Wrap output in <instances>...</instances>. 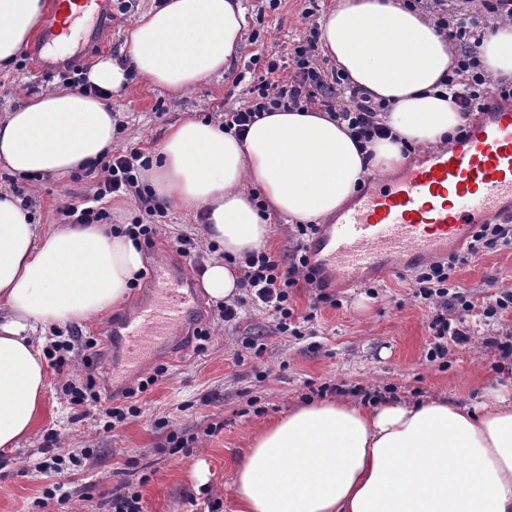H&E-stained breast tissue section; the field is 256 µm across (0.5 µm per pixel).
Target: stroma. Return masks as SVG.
<instances>
[{
  "label": "stroma",
  "instance_id": "stroma-1",
  "mask_svg": "<svg viewBox=\"0 0 512 512\" xmlns=\"http://www.w3.org/2000/svg\"><path fill=\"white\" fill-rule=\"evenodd\" d=\"M335 2L278 0L272 9L266 0H243L245 41L226 73L204 79L183 95L136 76L125 94L113 100V110L121 112L125 121L119 147L149 152L184 113L202 118L236 108L268 59L292 51ZM132 5L131 12H115L104 25L107 53L119 61L127 57V29L158 2L133 0ZM239 74L244 77L240 83L235 80ZM47 89L42 78L32 76L30 66L13 63L0 71V116ZM99 178L94 171L77 178L26 182L38 223H59V209L92 193ZM201 228L196 211L170 206L158 226L155 247L143 255L145 268L160 260L184 265L172 241L180 234H200ZM451 282L474 308L464 322L468 342L449 344L448 358L441 364L426 359L434 342L433 313L413 298L410 276L404 271L388 278H366L354 288H335L339 306L323 307L312 320L306 317L308 290H291L290 303L303 318L297 336L268 333L270 314L253 309L238 326H225L216 305L206 303L211 330L207 351L178 354L169 349L147 360L144 373H152L159 364L167 372L139 394V416L115 428L107 427L101 413L78 416L62 393L65 375L50 373L33 433L20 447L0 449V512H40L38 498L57 482L72 494L71 512H105V500L123 481L140 493L145 512H191L195 490L189 474L200 461L209 467L211 498L222 501L223 512H236L235 468L250 448L254 431L312 397L321 386L337 384L346 393L358 387L380 391L391 386L396 397L407 401L481 402L497 376L502 345L512 342V309L492 318L483 315L499 291L512 289V248L480 255L457 269ZM121 313V308H114L80 327L83 336L97 339L99 353L92 367L78 363L72 371L93 376L100 391L109 385L113 361L122 357L121 349L112 346L109 329ZM260 331L265 334L261 355L244 352V360H237L244 338ZM161 420L166 423L162 429L157 426ZM216 423L220 431L208 434V426ZM171 434L189 439L188 452H165ZM47 448L63 455L93 448L98 457L92 465L70 473L34 471V463Z\"/></svg>",
  "mask_w": 512,
  "mask_h": 512
}]
</instances>
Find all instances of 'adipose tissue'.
Segmentation results:
<instances>
[{"mask_svg":"<svg viewBox=\"0 0 512 512\" xmlns=\"http://www.w3.org/2000/svg\"><path fill=\"white\" fill-rule=\"evenodd\" d=\"M42 10L43 0H0V68ZM245 25L241 0H165L133 23L127 64L100 58L87 79L118 96L132 71L187 93L226 71ZM321 50L388 105L382 119L393 139L358 146L345 122L316 110L262 115L241 139L187 115L143 173L158 201L203 209L204 238L224 253L202 275L213 303L238 295V267L269 241L271 216L324 221L368 176L396 170L403 145L443 146L464 123L437 86L455 49L403 0H337ZM478 53L491 80H512V24L489 31ZM120 119L106 100L43 92L0 118V168L19 178L69 176L111 151ZM248 184L265 210L245 193ZM143 268L141 249L112 225L44 230L33 208L0 190V448L19 447L33 431L48 388L42 334L121 305ZM499 370L506 383L474 406L340 396L289 409L253 434L235 472L237 512H512V359Z\"/></svg>","mask_w":512,"mask_h":512,"instance_id":"ef3b65f1","label":"adipose tissue"}]
</instances>
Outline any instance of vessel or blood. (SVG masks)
<instances>
[{
  "label": "vessel or blood",
  "instance_id": "b4317fda",
  "mask_svg": "<svg viewBox=\"0 0 512 512\" xmlns=\"http://www.w3.org/2000/svg\"><path fill=\"white\" fill-rule=\"evenodd\" d=\"M112 0H49L28 48L34 69L87 60L105 49L101 24ZM491 215L512 219V108L482 112L459 141L374 179L309 244L315 264L332 281L357 284L372 272L392 273L462 247ZM201 298L185 268L157 264L134 306L112 322L125 367L112 384L127 386L146 357L197 325Z\"/></svg>",
  "mask_w": 512,
  "mask_h": 512
}]
</instances>
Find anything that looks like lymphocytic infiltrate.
<instances>
[{
  "label": "lymphocytic infiltrate",
  "instance_id": "f902f5d3",
  "mask_svg": "<svg viewBox=\"0 0 512 512\" xmlns=\"http://www.w3.org/2000/svg\"><path fill=\"white\" fill-rule=\"evenodd\" d=\"M434 24L458 48L455 66L451 73L441 77L439 84L452 88V97L463 117L481 111L490 95L512 100V83H491L480 68L477 48L484 33L471 12L440 13ZM319 41L318 28H310L292 53L269 60L264 73L249 88L242 105L225 113V129L241 135L261 113L281 107L300 109L317 104L325 107L333 117L346 121L358 143H368L387 135L388 129L381 121L384 104L373 102L361 89L351 86L339 70H327L318 58ZM149 162L146 153L137 147L105 154L100 160L104 177L96 184L92 201L65 205L59 211L62 223H101L109 217L101 206L102 201L116 197L131 199L144 205L148 220L130 224L127 232L133 240L143 242L146 249H153L158 234L156 219L163 216L164 208L140 179L141 170L148 168ZM317 232L318 227L314 224L295 225L292 231L294 246L287 258L264 251L247 258L240 268L239 285L243 293L220 306V319L227 324L236 323L242 308L249 306L270 313L275 333L285 335L295 320L289 303L290 289L301 284L310 288V314H317L330 303L332 297L308 250V243ZM507 247H512L511 224H481L463 252L450 254L447 261L417 268L412 295L435 311L432 328L436 340L427 352L428 362L445 359L449 341L462 342L467 338L462 324L472 304L463 292L450 291L448 282L452 272L484 251Z\"/></svg>",
  "mask_w": 512,
  "mask_h": 512
}]
</instances>
